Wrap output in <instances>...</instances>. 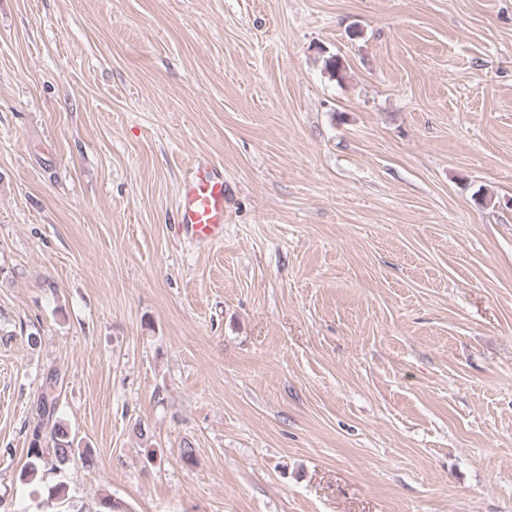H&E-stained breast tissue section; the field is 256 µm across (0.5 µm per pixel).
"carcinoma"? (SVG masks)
Returning <instances> with one entry per match:
<instances>
[{"instance_id":"1","label":"carcinoma","mask_w":512,"mask_h":512,"mask_svg":"<svg viewBox=\"0 0 512 512\" xmlns=\"http://www.w3.org/2000/svg\"><path fill=\"white\" fill-rule=\"evenodd\" d=\"M62 377L55 369L43 376L42 391L33 406L36 422L31 429L27 455L31 458L28 470L23 475L26 483H32L38 474L39 465L58 470L77 456H86L89 449L75 444L67 426L57 418V390Z\"/></svg>"}]
</instances>
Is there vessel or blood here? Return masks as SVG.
Segmentation results:
<instances>
[{"instance_id": "obj_1", "label": "vessel or blood", "mask_w": 512, "mask_h": 512, "mask_svg": "<svg viewBox=\"0 0 512 512\" xmlns=\"http://www.w3.org/2000/svg\"><path fill=\"white\" fill-rule=\"evenodd\" d=\"M226 194L223 171L198 158L179 189L176 222L181 236L203 245L222 241Z\"/></svg>"}]
</instances>
